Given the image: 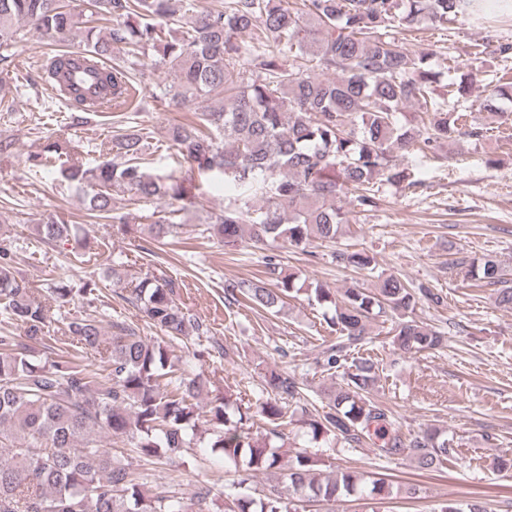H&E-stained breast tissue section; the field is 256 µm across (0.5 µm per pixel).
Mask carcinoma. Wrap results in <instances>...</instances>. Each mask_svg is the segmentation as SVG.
<instances>
[{"label": "carcinoma", "mask_w": 512, "mask_h": 512, "mask_svg": "<svg viewBox=\"0 0 512 512\" xmlns=\"http://www.w3.org/2000/svg\"><path fill=\"white\" fill-rule=\"evenodd\" d=\"M178 0H87L76 12L66 0H0V74L15 62L18 21H27L40 37L65 42L82 33L91 45L88 63L96 95L115 104L128 100L131 82L112 54H134L149 47L170 65L174 93L170 105L194 102L197 121L169 129L170 148L182 156L184 176L171 182L142 166L146 136L125 129L112 138V159L84 168L60 140L44 138L41 151L28 157L32 168L61 162L65 176L88 189L91 216L124 223L111 215L115 185L137 202L163 197L182 201L201 180H222L238 191L233 202L202 233L226 247L248 244L274 247L283 241L305 249L312 238L331 240L350 223L351 208L378 207L384 187L410 178L404 160L464 133L475 139L483 127L467 124L468 113H495V101L512 100V82L495 86L488 99L469 98L471 75L462 73L438 92L436 52L408 50L401 34L427 26L485 18L487 0H224V6L188 20ZM110 24L106 37L91 24ZM252 35L251 47L238 37ZM255 73H250L247 66ZM222 104H209L215 97ZM70 125L88 122L94 98L75 84L60 94ZM420 113L400 120L414 104ZM262 205L257 207L254 200ZM179 210L150 225L157 242L175 232ZM47 244L64 241L81 256L89 240L81 228L60 217L40 225ZM347 265L373 271L364 251L341 254ZM278 287L260 282H224V301L244 298L254 307L277 313L295 291V277L268 262ZM481 287L495 288L496 302L512 308V279L499 263L457 262ZM182 283L165 274L146 276L128 287L127 301L140 320L159 329L164 339L148 341L138 326L111 322L105 333L96 311L101 288L90 280L78 292L91 311L67 324L65 336L49 334L48 306L16 278L7 248H0V316L24 328V340L0 336V512H300L316 502L336 512L348 497L380 512L393 487L343 468L297 447L283 452L285 433L295 426L316 441L352 451L366 442L390 460L410 456L421 470L448 460L450 440L437 428L404 439L387 410L371 392L379 385V366L369 357L347 361L369 335V319L386 310L398 314L392 344L406 354L440 349L441 332L412 317L417 296L404 282L387 277L379 287L358 285L336 290L311 289L315 301L333 307L329 325L336 340L321 364L330 384L323 389L325 410L296 419L290 406L303 399L293 371L264 377L266 399L251 402L229 390L210 407L211 432L205 447L233 468L224 492L211 497L200 489L190 499L144 489L99 435L120 439L152 464L182 458L201 441L193 407L209 380L178 368L173 343L194 332H208L177 301ZM66 349L51 360L42 351ZM259 415L268 426L262 435L245 429ZM274 469L278 483L263 491L246 485L255 471ZM432 512H487L479 502L439 503Z\"/></svg>", "instance_id": "carcinoma-1"}]
</instances>
